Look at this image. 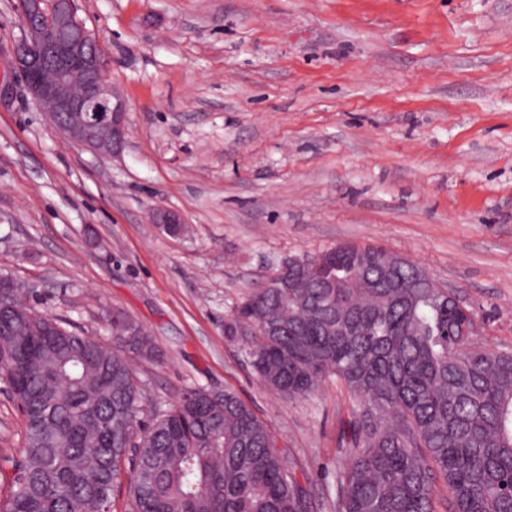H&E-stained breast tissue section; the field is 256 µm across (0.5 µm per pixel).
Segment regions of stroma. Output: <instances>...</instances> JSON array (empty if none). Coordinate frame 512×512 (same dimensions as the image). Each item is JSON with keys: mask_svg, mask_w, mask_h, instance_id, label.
Instances as JSON below:
<instances>
[{"mask_svg": "<svg viewBox=\"0 0 512 512\" xmlns=\"http://www.w3.org/2000/svg\"><path fill=\"white\" fill-rule=\"evenodd\" d=\"M129 105L103 158L65 139L18 74L0 100V272L110 342L156 337L144 412L236 391L309 512H336L351 408L335 379L285 399L224 316L289 255L340 243L420 264L471 309L472 346L512 352V0H77ZM179 212L176 239L153 208ZM24 417L0 379V457Z\"/></svg>", "mask_w": 512, "mask_h": 512, "instance_id": "stroma-1", "label": "stroma"}]
</instances>
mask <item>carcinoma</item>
Returning <instances> with one entry per match:
<instances>
[{"label": "carcinoma", "instance_id": "1", "mask_svg": "<svg viewBox=\"0 0 512 512\" xmlns=\"http://www.w3.org/2000/svg\"><path fill=\"white\" fill-rule=\"evenodd\" d=\"M262 281L224 318L258 379L294 399L327 378L352 400L342 423L338 512H512V353L471 346L466 316L410 261L340 244ZM0 376L24 414L21 455L1 467L0 512H306L276 441L229 389H185L143 418L133 359L159 355L112 311V341L25 303L7 277Z\"/></svg>", "mask_w": 512, "mask_h": 512}]
</instances>
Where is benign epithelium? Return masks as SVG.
Returning a JSON list of instances; mask_svg holds the SVG:
<instances>
[{"mask_svg": "<svg viewBox=\"0 0 512 512\" xmlns=\"http://www.w3.org/2000/svg\"><path fill=\"white\" fill-rule=\"evenodd\" d=\"M16 9L25 37L12 65L34 102L70 141L104 155L121 150L127 103L112 86L102 40L79 17L76 0H17Z\"/></svg>", "mask_w": 512, "mask_h": 512, "instance_id": "benign-epithelium-1", "label": "benign epithelium"}]
</instances>
